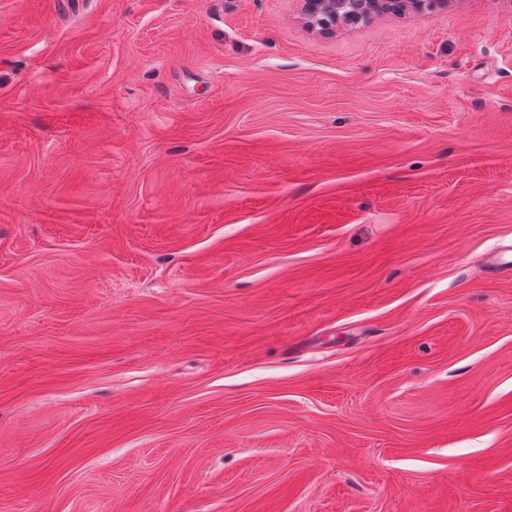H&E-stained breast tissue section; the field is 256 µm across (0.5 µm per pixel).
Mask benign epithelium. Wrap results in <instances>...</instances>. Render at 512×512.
<instances>
[{"label":"benign epithelium","mask_w":512,"mask_h":512,"mask_svg":"<svg viewBox=\"0 0 512 512\" xmlns=\"http://www.w3.org/2000/svg\"><path fill=\"white\" fill-rule=\"evenodd\" d=\"M308 25L322 33H331L336 22L355 24L378 13H401L411 8L431 10L444 0H302Z\"/></svg>","instance_id":"7a95c632"}]
</instances>
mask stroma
I'll list each match as a JSON object with an SVG mask.
<instances>
[{
  "instance_id": "1",
  "label": "stroma",
  "mask_w": 512,
  "mask_h": 512,
  "mask_svg": "<svg viewBox=\"0 0 512 512\" xmlns=\"http://www.w3.org/2000/svg\"><path fill=\"white\" fill-rule=\"evenodd\" d=\"M512 0H0V512H512ZM308 25L322 33H332L336 22L355 24L378 13H401L411 8L431 10L444 0H301ZM347 9L346 12L341 13Z\"/></svg>"
}]
</instances>
